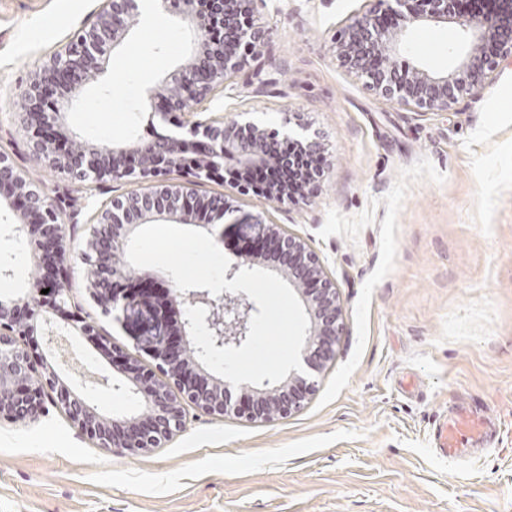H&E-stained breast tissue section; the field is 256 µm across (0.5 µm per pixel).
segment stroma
<instances>
[{"mask_svg": "<svg viewBox=\"0 0 512 512\" xmlns=\"http://www.w3.org/2000/svg\"><path fill=\"white\" fill-rule=\"evenodd\" d=\"M100 5L0 0V153L57 203L70 298L100 332L36 344L96 411L129 418L143 398L117 389L119 355L153 361L138 323L95 305L80 255L94 210L140 184L66 178L37 159L23 128L31 77ZM366 5L257 0L263 44L206 103L228 121L277 128L299 118L321 135L325 174L303 198L278 207L233 198L303 239L336 284L340 336L305 407L257 423L191 407L183 432L134 456L99 448L51 404L2 419L0 512H512V57L448 110L400 105L336 59V36ZM188 48L173 13L134 27L60 132L104 151L167 133L141 104ZM465 49L459 24L416 26L402 57L449 68ZM13 222L1 208L0 299L43 275L19 253ZM458 405L485 417L493 437L449 460L436 455L433 432Z\"/></svg>", "mask_w": 512, "mask_h": 512, "instance_id": "obj_1", "label": "stroma"}]
</instances>
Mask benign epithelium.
<instances>
[{"label": "benign epithelium", "instance_id": "benign-epithelium-1", "mask_svg": "<svg viewBox=\"0 0 512 512\" xmlns=\"http://www.w3.org/2000/svg\"><path fill=\"white\" fill-rule=\"evenodd\" d=\"M174 10L193 33V48L184 61L165 72L147 91L150 117L174 126L169 135L148 143H126L105 154L97 146L73 142L60 152L52 143L51 129L79 96L85 82L106 73L103 56L121 46L138 24L142 0H102L95 20L82 29L56 54L27 90L32 111L25 113L27 130L35 154L50 168L72 179L87 181L111 176H136L143 188L102 203L91 215L88 250L81 254L92 266L90 295L102 312L123 315L145 306V298L134 291L118 293L112 281L121 280L144 288L146 275L125 259L131 234L143 224L165 220L175 224H196L194 203L204 201L210 219H222L236 212L222 195L204 196L197 187L213 169L232 156L245 167H262L271 162V152L288 141L314 155L323 152L318 134L303 135L309 125L295 126L302 133L279 132L254 122H224V118L203 116L197 106L229 80L242 54L257 49L261 26L254 0H159ZM383 6L351 19L336 39V56L343 66L366 78L376 94L404 106L446 111L459 96L482 89L497 71L501 60L512 56V0H495L491 11H470L465 0H376ZM399 15L403 26L389 32L380 14ZM457 23L463 27L469 48L449 71L407 64L408 77L391 64L403 47V32L411 26ZM219 29L223 40L215 43L209 32ZM46 100L57 103L56 111L42 112ZM202 147V163L195 180L171 181L172 172L183 165L186 148ZM8 193V207L16 217L15 232L30 236V229L42 230L44 244L56 259L54 277L34 282L20 297L0 300V419L21 421L36 416L49 398L97 445L116 454L138 453L158 448L187 424L186 405L218 417L233 415L250 422H267L290 415L304 406L316 387L315 375L335 355L341 329V305L335 283L327 276L317 255L300 238L260 214H243L231 220L240 236L262 243L274 242L282 256L280 275L303 301L309 320L301 362L309 373L291 370L271 386L229 381L211 375L200 362L198 349L189 340V320L172 328L157 311L148 309L150 334L142 341L155 366L147 368L132 359L124 361L135 372L129 378L134 392L143 396L141 415L126 419L106 418L87 405L52 364L34 362L37 351L20 338L32 336L53 317H69L83 334L94 332L87 317L69 309L64 286L71 270L70 252L58 224L55 205L39 188L15 170L0 154V191ZM257 253L240 256L225 272L231 280L243 266L261 264ZM48 293L43 294L41 290ZM172 303L187 309L206 308V327L214 333L217 348H239L247 339L250 319L258 309L242 292L227 290L215 296L207 289L181 292L168 289Z\"/></svg>", "mask_w": 512, "mask_h": 512}]
</instances>
